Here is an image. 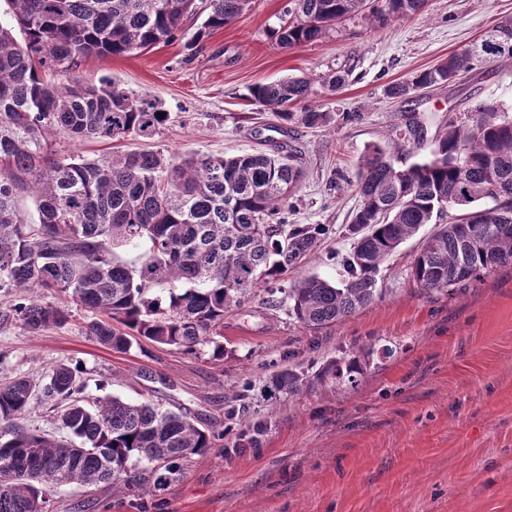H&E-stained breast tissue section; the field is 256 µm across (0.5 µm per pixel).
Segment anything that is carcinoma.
I'll use <instances>...</instances> for the list:
<instances>
[{
	"instance_id": "cac0c4a2",
	"label": "carcinoma",
	"mask_w": 512,
	"mask_h": 512,
	"mask_svg": "<svg viewBox=\"0 0 512 512\" xmlns=\"http://www.w3.org/2000/svg\"><path fill=\"white\" fill-rule=\"evenodd\" d=\"M0 22V289L44 288L97 313L85 326L101 346L126 352L143 341L190 354L211 346L224 355V312L261 285L283 293L290 314L321 329L371 304L383 264L425 224L449 209L411 265L427 292L471 288L512 266V121L483 106L466 122L448 119L431 157L396 166L379 146L359 162L350 186L359 196L348 231L339 283L312 276L285 286L288 271L314 254L326 224H283L304 172L289 156L262 152L230 158L165 157L140 151L107 160L59 158L49 138L119 141L148 138L168 120L159 100L114 82L98 86L74 76L83 59L142 53L174 41L196 13V0H3ZM251 0H207L192 34L201 44L235 21ZM427 0H286L271 38L284 49L314 42L341 20L362 16L385 25L416 15ZM512 56V17L436 65L390 84L409 100L421 88ZM352 69L323 79L330 91ZM311 82L288 77L249 88L251 104L273 110L279 131L325 127L336 113L308 104ZM300 111H293L296 105ZM399 138L415 146L426 127L408 117ZM30 197L36 216L25 209ZM146 244L134 264L116 249ZM17 318L33 333L60 327L68 308L20 298L0 321ZM302 378L286 370L274 384L293 392ZM49 400L57 434L21 426L32 404ZM219 435L182 412L151 401L86 394L84 371L60 362L40 379L0 383V512H51L62 484L92 489L124 482L134 493L165 486L183 463L205 456Z\"/></svg>"
}]
</instances>
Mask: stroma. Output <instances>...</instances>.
<instances>
[{
    "instance_id": "obj_1",
    "label": "stroma",
    "mask_w": 512,
    "mask_h": 512,
    "mask_svg": "<svg viewBox=\"0 0 512 512\" xmlns=\"http://www.w3.org/2000/svg\"><path fill=\"white\" fill-rule=\"evenodd\" d=\"M284 3L252 0L199 46L185 35L135 56L85 59L77 70L83 82L109 79L157 97L169 119L147 139L76 144L59 135L52 148L91 159L292 152L306 177L286 221L330 232L290 277L338 282L336 256L351 247L346 227L359 204L344 179L370 146L407 167L430 156L429 146L397 140L393 129L409 114L431 138L483 104L512 119V57L419 91L412 102L385 93L512 17V0H429L421 14L384 26L348 18L292 49L267 33ZM346 64L349 82L327 91L324 77ZM287 77L311 79L310 104L337 113L335 125L275 132L274 112L258 111L246 93ZM348 112L361 120L346 121ZM431 231L424 225L383 265L379 298L321 329L257 290L225 313L220 357L207 346L191 355L146 342L112 351L86 335L93 314L75 303L67 324L37 334L18 321L0 323V379L38 378L56 362H77L90 394L178 407L224 434L162 489L136 496L120 484L65 485L52 496L53 512H512V267L462 293L426 292L410 265ZM332 362L358 365L356 384L328 375ZM288 369L303 376L302 386L275 390L274 375Z\"/></svg>"
}]
</instances>
